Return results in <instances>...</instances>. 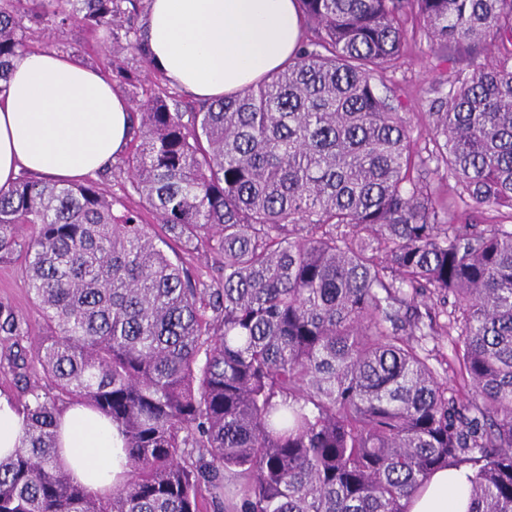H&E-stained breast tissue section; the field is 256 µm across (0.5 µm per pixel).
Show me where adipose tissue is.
Instances as JSON below:
<instances>
[{
    "instance_id": "1",
    "label": "adipose tissue",
    "mask_w": 512,
    "mask_h": 512,
    "mask_svg": "<svg viewBox=\"0 0 512 512\" xmlns=\"http://www.w3.org/2000/svg\"><path fill=\"white\" fill-rule=\"evenodd\" d=\"M151 62L183 92L208 100L283 69L300 35L296 0H149ZM127 99L99 70L33 48L17 55L0 93V188L24 171L75 182L112 164L130 139ZM59 461L108 494L122 470L121 438L104 416L70 404L59 418ZM468 471L434 472L409 512H468Z\"/></svg>"
}]
</instances>
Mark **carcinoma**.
<instances>
[{
  "label": "carcinoma",
  "instance_id": "cac0c4a2",
  "mask_svg": "<svg viewBox=\"0 0 512 512\" xmlns=\"http://www.w3.org/2000/svg\"><path fill=\"white\" fill-rule=\"evenodd\" d=\"M297 4L283 70L184 109L115 66L138 98L118 162L0 188V263L21 264L42 320L26 346V318L0 301L24 422L0 457V512H408L450 466L472 472L470 512H512V0ZM135 10L0 0V91L34 38L75 20L150 65ZM418 30L494 57L432 101L423 135L383 82ZM121 174L142 210L116 209L105 181ZM444 341L464 395L429 347ZM71 402L122 439L107 496L58 464Z\"/></svg>",
  "mask_w": 512,
  "mask_h": 512
}]
</instances>
